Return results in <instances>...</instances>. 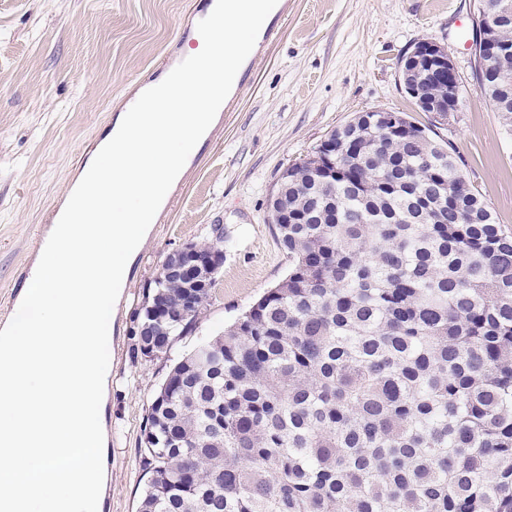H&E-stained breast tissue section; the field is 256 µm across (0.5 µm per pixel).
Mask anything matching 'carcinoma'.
I'll return each mask as SVG.
<instances>
[{
	"label": "carcinoma",
	"instance_id": "1",
	"mask_svg": "<svg viewBox=\"0 0 512 512\" xmlns=\"http://www.w3.org/2000/svg\"><path fill=\"white\" fill-rule=\"evenodd\" d=\"M475 79L512 131V80ZM327 142L272 205L286 278L148 406L138 512H512V229L433 130L360 112ZM191 287L160 266L132 360L195 330Z\"/></svg>",
	"mask_w": 512,
	"mask_h": 512
}]
</instances>
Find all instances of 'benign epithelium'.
<instances>
[{
  "label": "benign epithelium",
  "instance_id": "obj_1",
  "mask_svg": "<svg viewBox=\"0 0 512 512\" xmlns=\"http://www.w3.org/2000/svg\"><path fill=\"white\" fill-rule=\"evenodd\" d=\"M512 13V0H483L478 19L480 37L475 44L477 69L496 74L498 79L506 82L512 75L500 67L501 60L509 53L508 44L495 42L487 36L492 28L491 21ZM399 73L403 74L400 84L424 112H429L437 125L446 126L450 113L457 107L448 106V102L432 96L426 86L446 85L449 89L456 88L459 75L456 66L446 48L434 40H425L417 44L415 49L400 62ZM172 255L190 256L189 262L195 266H204L211 275L219 273L224 265V251L217 248L202 254L195 252L185 242L173 250Z\"/></svg>",
  "mask_w": 512,
  "mask_h": 512
}]
</instances>
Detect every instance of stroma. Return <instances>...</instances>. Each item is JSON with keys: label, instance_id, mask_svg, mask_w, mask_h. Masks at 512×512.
Here are the masks:
<instances>
[{"label": "stroma", "instance_id": "1", "mask_svg": "<svg viewBox=\"0 0 512 512\" xmlns=\"http://www.w3.org/2000/svg\"><path fill=\"white\" fill-rule=\"evenodd\" d=\"M190 0H0V308L34 260L35 235L63 200L100 126L113 123L135 78L179 37ZM279 38L253 61L236 111L220 114L197 169L180 180L169 221L153 225L112 314L107 435L112 512H137L147 477V408L169 363L132 361V317L165 256L224 227V267L194 334L223 332L288 274L268 200L289 165L334 129L372 110L431 125L404 92L402 56L444 45L461 78L458 110L439 134L499 223L512 228V133L479 93L474 71L478 0H293Z\"/></svg>", "mask_w": 512, "mask_h": 512}]
</instances>
